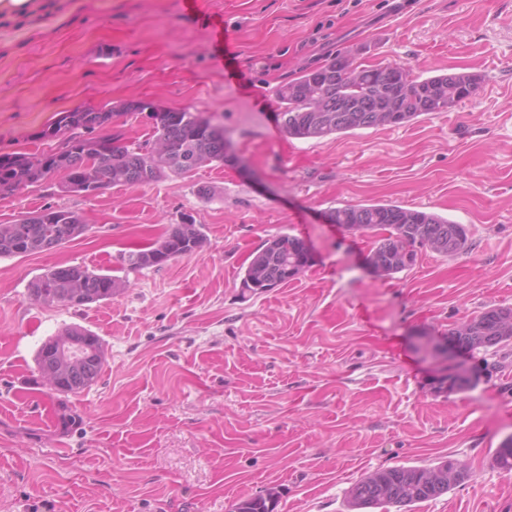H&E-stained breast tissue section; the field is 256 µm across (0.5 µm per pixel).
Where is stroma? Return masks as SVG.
Wrapping results in <instances>:
<instances>
[{"instance_id": "obj_1", "label": "stroma", "mask_w": 512, "mask_h": 512, "mask_svg": "<svg viewBox=\"0 0 512 512\" xmlns=\"http://www.w3.org/2000/svg\"><path fill=\"white\" fill-rule=\"evenodd\" d=\"M31 0L0 14V153L50 152L40 132L86 104L145 100L224 126L227 164L186 176L65 193L59 179L0 197V224L46 206L86 234L0 258V512H232L270 487L276 512H346L351 487L395 466L463 464L469 477L412 512H512V473L493 464L512 438V358L475 387L435 391L433 346L492 306L512 308V0ZM235 38L241 79L224 77L209 18ZM433 76H479L445 112L320 139L286 136L277 88L336 55ZM138 146L146 119L113 124ZM392 202L466 227L467 252L419 251L390 278L372 239L328 223L343 204ZM175 224L204 247L157 268L120 255ZM302 238L314 263L264 294L242 266L268 238ZM57 265L122 279L83 308L35 300ZM80 325L100 336L98 381L50 397L36 354ZM67 451H57L58 442Z\"/></svg>"}]
</instances>
